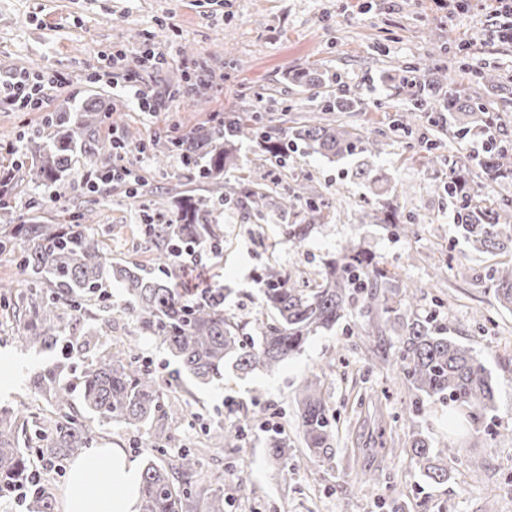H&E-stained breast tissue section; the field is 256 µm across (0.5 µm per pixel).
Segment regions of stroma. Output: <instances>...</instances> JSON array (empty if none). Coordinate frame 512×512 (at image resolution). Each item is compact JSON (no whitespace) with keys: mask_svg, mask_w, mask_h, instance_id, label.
Returning <instances> with one entry per match:
<instances>
[{"mask_svg":"<svg viewBox=\"0 0 512 512\" xmlns=\"http://www.w3.org/2000/svg\"><path fill=\"white\" fill-rule=\"evenodd\" d=\"M485 24L483 6L447 12L438 0H0V82L20 71L67 78L64 86L46 89L44 111L0 108V165L15 161L4 147L26 152L46 132L53 112L97 96L113 106L111 123L99 127L100 148L110 149L113 137L134 134V142L118 155L141 183L137 197L131 195L130 183L122 181L89 193L82 176L96 157L82 153L64 181L49 188L17 173L15 210L48 224H77L86 207H93V221L113 259L151 267L152 255L137 231L148 203L207 190L177 157L156 164L153 145L191 127L216 126L225 114L243 108L259 109L270 130H290L319 102L313 90L295 79L304 71L337 77L358 103L356 110L339 113V122L382 131L385 147L376 168L397 187L412 190L410 198H389L398 224L371 218L355 223L367 194L364 180L353 175L355 160L332 161L301 141H290L281 178L309 180L322 191L339 190L338 209L313 224L300 247L291 248L282 244V232L285 225L304 221L303 208L285 216L272 213L266 222L254 224L237 204L225 203L219 218L221 253L196 246L194 262L169 266L163 274L185 288L203 280L225 287L227 314H256L265 267L316 279L343 246L359 245L391 271L396 287L414 293L420 317L477 352L496 385L497 437L449 457L447 486L423 482L405 449L415 431L439 444H455L448 408L430 402L423 414L411 416L412 393L400 368L358 345V335L369 325L355 309L332 330L311 337L300 354L274 372L243 375L228 366L220 380L180 395L184 416L170 430L168 451L156 460L167 462L171 452L182 448L196 450L203 477L224 480L226 512H485L486 491L495 486L502 489L496 512H512V311L497 307L490 281L493 270L512 256L470 250L447 194L439 189L445 171L417 158L427 142L439 154L462 155V144L447 123H431L425 114L412 133L392 128L411 106L397 88V71L421 76L430 53L436 52L449 78L437 95L451 86L474 93L487 111L497 113L500 129L512 140V94L507 91L512 42L486 31ZM147 43L171 50L170 64L139 69L138 54ZM463 43L468 62L502 75L503 87L477 86L470 73L458 68ZM116 53L124 56L121 65L103 67L102 57ZM182 66L202 73V86L168 100L165 111L153 116L140 112L122 83L130 70L139 86L163 94ZM412 220L415 234L401 235L399 224ZM450 259L453 269L434 277V266ZM11 334L9 327L0 326V406L39 404L28 383L50 363L83 365L73 351L21 349ZM330 359L336 366L323 391L337 421L336 454L317 463L302 444L295 391ZM219 423L240 428L241 434L235 445L214 453L206 450L203 431ZM277 432L287 436L291 448L284 463L274 460L265 444ZM287 467L293 470L288 480L282 477ZM365 472L374 474V483H362Z\"/></svg>","mask_w":512,"mask_h":512,"instance_id":"1","label":"stroma"}]
</instances>
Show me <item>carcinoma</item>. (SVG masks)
<instances>
[{"label": "carcinoma", "mask_w": 512, "mask_h": 512, "mask_svg": "<svg viewBox=\"0 0 512 512\" xmlns=\"http://www.w3.org/2000/svg\"><path fill=\"white\" fill-rule=\"evenodd\" d=\"M447 79L437 64L419 82L412 94V109L400 116L398 129L413 130L421 112L448 113L454 133L461 139L484 137V148L468 161L427 157V162L448 169L443 191L456 202V221L469 246L483 253L512 254V197L486 200L473 179L477 168L490 179L512 180V142L502 136L496 118L466 92L448 89L438 98L434 85ZM354 101L342 89L326 96L304 125L292 136L313 152L346 157L381 153L383 142L338 124L326 115L347 112ZM103 112L97 99L56 113L49 123V140L20 167L36 186L49 187L71 169L79 151L95 140ZM229 131L194 128L176 141L184 165L197 171L198 178L215 185L223 200L236 201L248 216L263 218L271 209L282 213L303 201L310 219H319L332 207L321 194L303 183L273 197L265 189L273 171H251L237 190L224 191V172L235 166L236 142L261 141L278 161L286 160L285 138L273 139L256 118L234 113ZM355 176L367 181L371 193L380 197L378 178L369 163L357 167ZM310 230L308 224H288L283 240L298 247ZM145 240L156 247L152 262L167 266L175 250L208 244L220 253L224 233L215 205L209 199L182 195L176 223L161 222L140 228ZM10 254L21 278L29 285L14 297L12 289H0V301L12 307L22 320L13 340L24 350L47 351L62 339L68 348L89 351L93 336H108L112 322L130 314L136 318L140 334L165 344L178 360L181 372L196 384H208L222 376L226 362L244 374L272 371L297 354L308 339L332 329L352 306L359 304L373 319L372 333H395L389 342L394 356L413 393L412 414L422 412L424 403L448 405L453 421L466 422L474 434H490L487 419L495 409V387L490 373L474 350L431 330L404 303L399 290L391 287L393 274L374 257L346 246L320 275L309 282L294 279L273 266L262 273L260 306L268 309L270 320L258 323L257 339H244L251 324L244 314L233 320L224 314V289L190 291L151 276L138 264L112 261L105 242L92 224H43L35 217L18 216L16 224L0 225V255ZM494 297L512 310V265L495 270ZM118 282L128 296V305L112 308L108 288ZM332 368L328 362L320 371L304 378L296 389L304 447L316 457L331 460L336 438L335 417L330 414L322 378ZM72 368L54 363L37 375L33 387L39 393L42 413L29 416L9 407H0V499L13 498L17 488L28 486L31 457L48 464L63 465L97 445V435L71 409V390L79 389L82 406L100 425L121 423L147 428L142 447L149 453L162 452L170 441L169 430L177 420L167 401V390L153 370L137 360L133 347L127 358L101 355L88 363L79 375ZM209 441L226 445L239 434L218 424L205 432ZM276 459H288V438L275 434L267 442ZM410 459L418 465L427 482L446 486L448 464L456 455L455 446L432 447L420 432L412 433ZM140 512H226L224 488L202 486L200 462L189 450H182L165 464L147 460L142 472ZM27 512H55L54 495L44 486H29L24 501Z\"/></svg>", "instance_id": "cac0c4a2"}]
</instances>
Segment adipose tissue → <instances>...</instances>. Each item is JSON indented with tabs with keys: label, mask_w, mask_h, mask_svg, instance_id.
Instances as JSON below:
<instances>
[{
	"label": "adipose tissue",
	"mask_w": 512,
	"mask_h": 512,
	"mask_svg": "<svg viewBox=\"0 0 512 512\" xmlns=\"http://www.w3.org/2000/svg\"><path fill=\"white\" fill-rule=\"evenodd\" d=\"M141 473L121 448H96L78 458L64 512H139Z\"/></svg>",
	"instance_id": "adipose-tissue-1"
}]
</instances>
